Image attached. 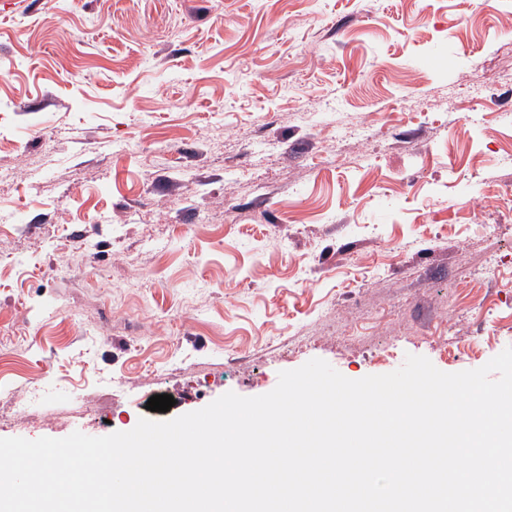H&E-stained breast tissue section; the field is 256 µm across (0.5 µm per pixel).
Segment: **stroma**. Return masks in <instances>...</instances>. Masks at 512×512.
<instances>
[{"label": "stroma", "mask_w": 512, "mask_h": 512, "mask_svg": "<svg viewBox=\"0 0 512 512\" xmlns=\"http://www.w3.org/2000/svg\"><path fill=\"white\" fill-rule=\"evenodd\" d=\"M511 154L512 0H0V438L484 366Z\"/></svg>", "instance_id": "1"}]
</instances>
